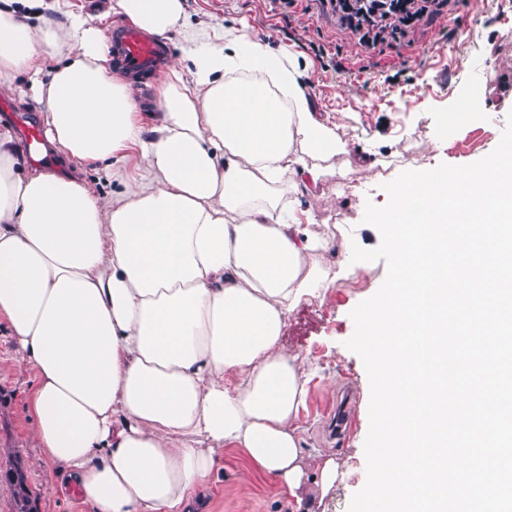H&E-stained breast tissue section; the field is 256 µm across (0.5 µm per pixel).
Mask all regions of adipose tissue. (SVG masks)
Returning a JSON list of instances; mask_svg holds the SVG:
<instances>
[{"label": "adipose tissue", "instance_id": "ef3b65f1", "mask_svg": "<svg viewBox=\"0 0 512 512\" xmlns=\"http://www.w3.org/2000/svg\"><path fill=\"white\" fill-rule=\"evenodd\" d=\"M165 37L184 0H112ZM78 51L46 69L58 29L0 8V81L48 72L47 137L75 162L144 166L109 198L54 174L20 177L0 131V317L36 386L33 439L50 489L89 512H187L242 449L295 512L329 490L333 459L305 458L298 424L308 363L283 354L290 312L333 283L327 235L301 227L288 195L346 150L317 120L298 60L246 25L189 34L145 125L108 73L105 38L73 19Z\"/></svg>", "mask_w": 512, "mask_h": 512}]
</instances>
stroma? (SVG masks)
<instances>
[{
  "label": "stroma",
  "mask_w": 512,
  "mask_h": 512,
  "mask_svg": "<svg viewBox=\"0 0 512 512\" xmlns=\"http://www.w3.org/2000/svg\"><path fill=\"white\" fill-rule=\"evenodd\" d=\"M186 12L191 22L215 28L246 20L251 38L295 53L308 67L316 117L336 124L347 143L346 153L323 162L316 187L299 183L291 189L300 223L313 222L328 232L331 246L323 260L336 279L322 297L302 300L289 314L281 348L306 358L312 367L299 421L306 452L333 456L341 474L320 512H348L352 496L366 482L370 385L361 358L345 342L355 329L352 309L373 296L387 274L384 260H351L353 247L372 250L381 243L378 229L363 221L365 205H385L382 185L402 171L466 165L496 148L512 113V0H464L454 15L419 21L413 46L384 48L368 67L358 35L338 26L320 0H300L294 8L280 0H186ZM45 15L62 27L68 16L81 17L107 36L122 22L110 0H60L59 8L46 9ZM166 43V65L129 80L138 110L147 117L161 110L160 83L181 58L182 33L170 34ZM486 79L498 84L499 93L484 100L483 111L464 110L478 81ZM3 103L30 110L37 123L45 121L46 107L30 71H19L10 85L0 86ZM445 126L452 130L451 139L441 136ZM54 157L63 174L95 195L121 187L102 164H79L59 150ZM34 385L0 319V472L24 467L37 512H85L77 498L55 495L46 487L49 469L34 445L28 407ZM344 394L356 422L346 438L337 440L330 434L328 415ZM205 499V512H292L287 499L271 494L264 476L238 448L225 449L224 467L214 475Z\"/></svg>",
  "instance_id": "1"
}]
</instances>
